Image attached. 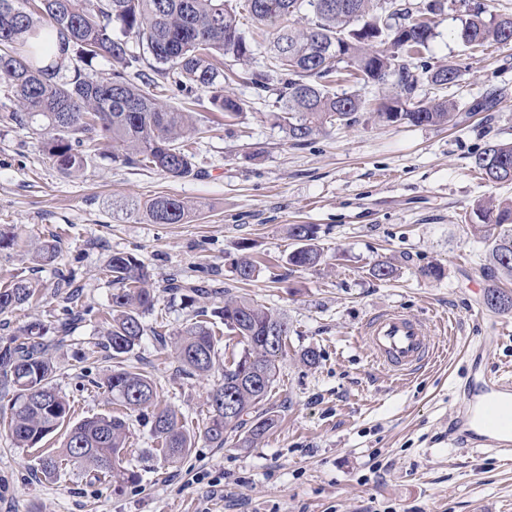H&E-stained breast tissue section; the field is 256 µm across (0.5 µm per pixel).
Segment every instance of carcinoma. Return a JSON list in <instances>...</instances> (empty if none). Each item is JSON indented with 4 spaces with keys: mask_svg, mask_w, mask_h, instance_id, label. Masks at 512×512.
Masks as SVG:
<instances>
[{
    "mask_svg": "<svg viewBox=\"0 0 512 512\" xmlns=\"http://www.w3.org/2000/svg\"><path fill=\"white\" fill-rule=\"evenodd\" d=\"M445 0H0V74L7 76L6 99L13 105L7 118L40 139L56 166L82 172L97 144L112 148V162L162 172L174 180L195 175L191 140L198 131L197 113L166 105L153 90L174 86L190 95L210 93L214 110L243 111L240 100L224 93V84L242 81L258 97L277 81L276 104L288 140L303 145L328 125L350 126L364 107L360 90L393 80L394 100L402 112H380L391 123L445 124L453 119L446 100L423 102L416 92L422 81L447 86L459 78L452 66L433 67L422 60L433 38L425 26L440 15ZM311 15L308 26L291 19ZM274 28L263 69L241 74L224 71V58L249 60L260 43L250 40L243 22ZM134 36L140 52L129 49ZM460 37L471 48L488 42L512 43V17L486 19L476 9L462 20ZM109 71L98 75L94 64ZM347 74L360 89L338 93L333 78ZM483 179L512 182V142H494L475 159ZM155 224H183L192 205L179 198L157 196L138 205ZM475 232L488 246L494 269L512 277V200H490L477 208ZM296 241L288 264L307 270L326 263L312 224H291ZM109 322L103 346L117 361L101 389L107 402L128 410L152 409V434L164 461L174 464L195 447V435L179 423L176 410L158 408V390L151 372L127 363V355L151 335L174 351L182 371L208 376L219 354L213 330L197 321L170 334L145 325L154 311L157 292L171 300L218 301L226 326L241 345L238 359L222 369L206 400L208 418L203 437L224 447L227 433H236L240 448H251L278 427V418L264 408L277 383L278 363L285 354L290 327L286 318L246 295L227 288L196 286L170 279L161 290L144 263L132 253L112 254ZM255 261L241 255L233 262L239 281H250ZM78 292L64 298L65 317L47 325L32 321L0 345V387L13 393L9 429L19 448H33L67 426L59 450L40 458V472L53 476L67 461L96 480L110 477L121 485L137 473L126 460L129 426L114 415L70 423L69 401L53 387L51 351L74 342L73 333L86 310L78 308ZM34 289L24 279L0 287V314L29 303ZM488 307L512 311V291L492 287ZM280 340L271 341L272 331Z\"/></svg>",
    "mask_w": 512,
    "mask_h": 512,
    "instance_id": "obj_1",
    "label": "carcinoma"
}]
</instances>
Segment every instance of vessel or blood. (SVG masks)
<instances>
[{
    "label": "vessel or blood",
    "instance_id": "b4317fda",
    "mask_svg": "<svg viewBox=\"0 0 512 512\" xmlns=\"http://www.w3.org/2000/svg\"><path fill=\"white\" fill-rule=\"evenodd\" d=\"M375 361L392 372L404 374L425 363L435 341L427 326L414 317L389 311L373 318L364 331ZM466 400L456 415L450 436L457 447L483 446L511 456L512 441L498 437L497 429L512 426V411L504 412L501 400H512V376L493 372L483 381L468 386Z\"/></svg>",
    "mask_w": 512,
    "mask_h": 512
}]
</instances>
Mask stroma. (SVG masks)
Here are the masks:
<instances>
[{
    "instance_id": "stroma-1",
    "label": "stroma",
    "mask_w": 512,
    "mask_h": 512,
    "mask_svg": "<svg viewBox=\"0 0 512 512\" xmlns=\"http://www.w3.org/2000/svg\"><path fill=\"white\" fill-rule=\"evenodd\" d=\"M472 2L450 0L433 17L435 36L423 53L431 65L460 70L446 88L424 82L417 91L452 104V123L378 119L383 96L394 92L388 84L366 91L357 124L296 145L273 98L257 97L245 83L229 87L243 104L232 117L213 111L206 91L187 97L161 88L164 103L202 117L198 174L179 181L113 163L104 144L85 171L62 172L39 141L6 120L8 80L0 75V225H13L18 237L0 251V285L21 278L36 290L28 305L0 315V342L30 320L60 316L67 291L58 282L75 277L90 313L74 332L76 344L53 352L54 386L69 399L72 421L119 411L99 387L113 365L102 346L112 253L138 256L159 286L171 278L213 281L249 295L291 327L266 403L278 428L253 448L231 439L216 448L199 438L169 465L150 413H128L127 458L138 478L118 491L66 464L56 478H44L39 458L60 438L16 447L11 401L0 396V512H512V460L448 441L467 379L512 371V312L484 302L488 288L505 279L488 275V255L472 232L478 203L512 199V182L488 184L474 165L489 143L512 142V44H462L457 31ZM159 195L197 210L184 224L130 213V203ZM292 224L316 225L335 264L292 270ZM48 242L58 245L56 259L36 261ZM244 252L258 267L242 283L231 261ZM382 260L396 269L390 279L370 273ZM429 266L440 275H424ZM393 310L447 319L452 350L405 377L374 364L361 332ZM491 325L502 341L475 356L469 342ZM308 347L320 354L316 365L299 360ZM131 362L153 373L160 406L202 431L216 376L183 375L175 356L149 338Z\"/></svg>"
}]
</instances>
